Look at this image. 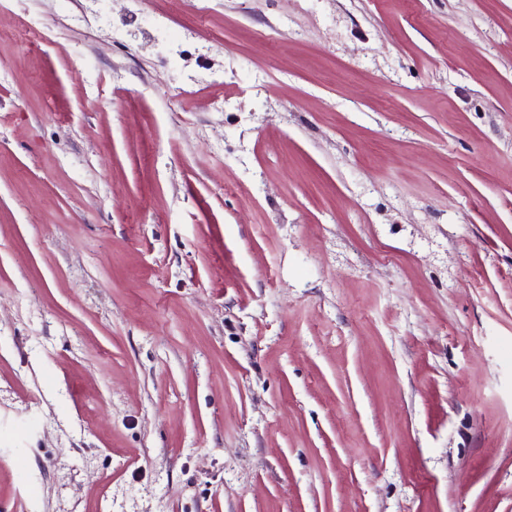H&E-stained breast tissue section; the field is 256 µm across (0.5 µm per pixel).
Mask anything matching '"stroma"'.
Here are the masks:
<instances>
[{
    "instance_id": "35a3bbf8",
    "label": "stroma",
    "mask_w": 512,
    "mask_h": 512,
    "mask_svg": "<svg viewBox=\"0 0 512 512\" xmlns=\"http://www.w3.org/2000/svg\"><path fill=\"white\" fill-rule=\"evenodd\" d=\"M1 504L512 512V0H0Z\"/></svg>"
}]
</instances>
